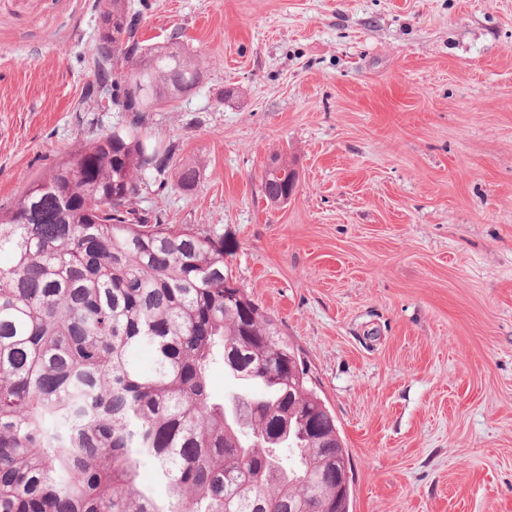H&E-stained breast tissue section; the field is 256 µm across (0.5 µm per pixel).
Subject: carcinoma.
Returning a JSON list of instances; mask_svg holds the SVG:
<instances>
[{
    "instance_id": "1",
    "label": "carcinoma",
    "mask_w": 512,
    "mask_h": 512,
    "mask_svg": "<svg viewBox=\"0 0 512 512\" xmlns=\"http://www.w3.org/2000/svg\"><path fill=\"white\" fill-rule=\"evenodd\" d=\"M98 7L110 106L159 112L198 86L178 35L146 44L128 0ZM175 152L135 121L0 215V512H350L327 476L350 463L336 419L306 377L288 387L295 352L228 273L224 237L131 208ZM296 181L276 156L263 195L284 203ZM217 364L247 386L213 394Z\"/></svg>"
}]
</instances>
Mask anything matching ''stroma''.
<instances>
[{
  "label": "stroma",
  "instance_id": "stroma-1",
  "mask_svg": "<svg viewBox=\"0 0 512 512\" xmlns=\"http://www.w3.org/2000/svg\"><path fill=\"white\" fill-rule=\"evenodd\" d=\"M130 4L202 72L143 117L196 184L133 207L223 236L336 418L353 512H512V0ZM97 33V0H0V206L131 120L86 95ZM297 176L288 162L282 158L274 157L268 163L262 177V191L267 202L280 204L288 201L296 187Z\"/></svg>",
  "mask_w": 512,
  "mask_h": 512
}]
</instances>
